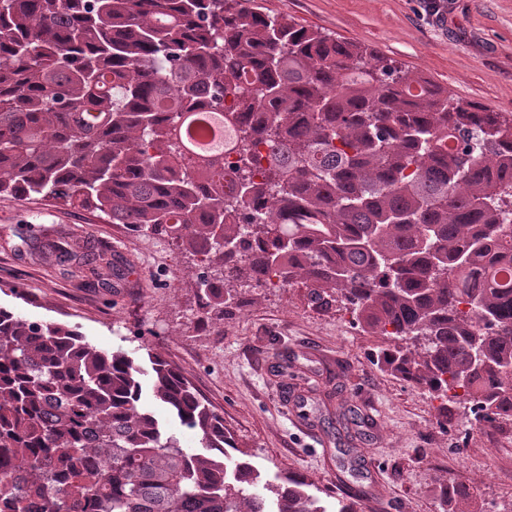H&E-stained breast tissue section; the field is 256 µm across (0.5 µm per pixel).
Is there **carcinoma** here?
<instances>
[{
    "label": "carcinoma",
    "mask_w": 512,
    "mask_h": 512,
    "mask_svg": "<svg viewBox=\"0 0 512 512\" xmlns=\"http://www.w3.org/2000/svg\"><path fill=\"white\" fill-rule=\"evenodd\" d=\"M188 113L223 118L238 195ZM2 194L175 241L206 319L269 274L300 280L387 337L376 362L441 400L443 429L450 402L512 427V121L365 46L240 0H0ZM149 359L153 396L207 453L140 405L127 352L0 308V512H325L297 473L257 491L224 419Z\"/></svg>",
    "instance_id": "1"
}]
</instances>
